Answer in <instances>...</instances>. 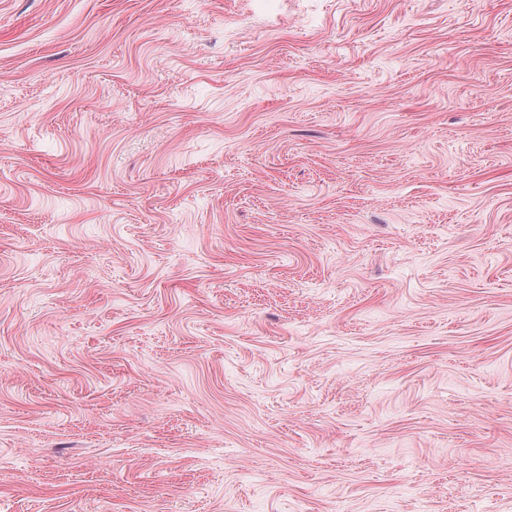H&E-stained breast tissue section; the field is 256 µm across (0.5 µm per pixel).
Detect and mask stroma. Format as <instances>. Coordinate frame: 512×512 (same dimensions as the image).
Wrapping results in <instances>:
<instances>
[{
  "label": "stroma",
  "mask_w": 512,
  "mask_h": 512,
  "mask_svg": "<svg viewBox=\"0 0 512 512\" xmlns=\"http://www.w3.org/2000/svg\"><path fill=\"white\" fill-rule=\"evenodd\" d=\"M0 512H512V0H0Z\"/></svg>",
  "instance_id": "35a3bbf8"
}]
</instances>
